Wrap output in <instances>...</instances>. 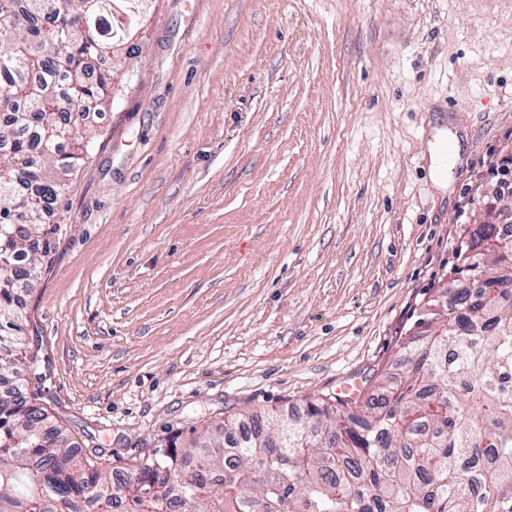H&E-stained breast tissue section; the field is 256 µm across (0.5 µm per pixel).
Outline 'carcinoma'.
I'll use <instances>...</instances> for the list:
<instances>
[{
    "mask_svg": "<svg viewBox=\"0 0 512 512\" xmlns=\"http://www.w3.org/2000/svg\"><path fill=\"white\" fill-rule=\"evenodd\" d=\"M139 0H0V512H512V243L497 224L468 229L457 288L430 300L403 341L401 374L366 400L317 399L302 417L245 414L127 467L91 463L47 411L16 400L18 289L52 264L68 225L50 217L92 150L71 113L112 102L139 54ZM126 56L94 76L87 61Z\"/></svg>",
    "mask_w": 512,
    "mask_h": 512,
    "instance_id": "1",
    "label": "carcinoma"
}]
</instances>
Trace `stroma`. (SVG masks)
I'll return each instance as SVG.
<instances>
[{
  "label": "stroma",
  "instance_id": "35a3bbf8",
  "mask_svg": "<svg viewBox=\"0 0 512 512\" xmlns=\"http://www.w3.org/2000/svg\"><path fill=\"white\" fill-rule=\"evenodd\" d=\"M22 292L38 401L115 466L395 373L512 154V0H155ZM459 145L438 141V129Z\"/></svg>",
  "mask_w": 512,
  "mask_h": 512
}]
</instances>
